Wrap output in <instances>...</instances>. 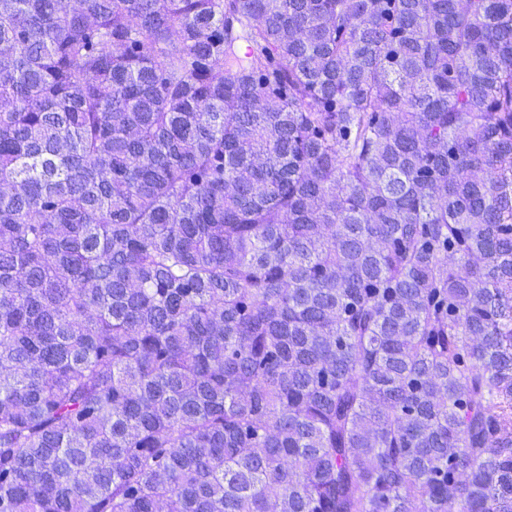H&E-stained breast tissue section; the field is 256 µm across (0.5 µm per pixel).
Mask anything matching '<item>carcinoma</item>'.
Returning a JSON list of instances; mask_svg holds the SVG:
<instances>
[{"label":"carcinoma","mask_w":512,"mask_h":512,"mask_svg":"<svg viewBox=\"0 0 512 512\" xmlns=\"http://www.w3.org/2000/svg\"><path fill=\"white\" fill-rule=\"evenodd\" d=\"M450 507L512 512V0H0V512Z\"/></svg>","instance_id":"carcinoma-1"}]
</instances>
